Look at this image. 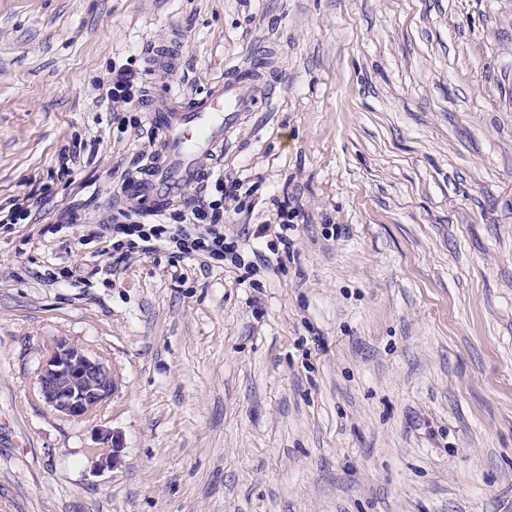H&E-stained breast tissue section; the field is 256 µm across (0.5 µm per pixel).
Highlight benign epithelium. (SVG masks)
Wrapping results in <instances>:
<instances>
[{"mask_svg":"<svg viewBox=\"0 0 512 512\" xmlns=\"http://www.w3.org/2000/svg\"><path fill=\"white\" fill-rule=\"evenodd\" d=\"M111 368L81 346L57 341L40 359L36 369V393L58 416L84 421L105 405L117 389ZM88 455L100 465L116 463L122 449L118 432L99 429Z\"/></svg>","mask_w":512,"mask_h":512,"instance_id":"obj_1","label":"benign epithelium"}]
</instances>
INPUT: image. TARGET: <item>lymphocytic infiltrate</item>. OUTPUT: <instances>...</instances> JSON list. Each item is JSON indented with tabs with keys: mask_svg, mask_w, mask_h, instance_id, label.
<instances>
[{
	"mask_svg": "<svg viewBox=\"0 0 512 512\" xmlns=\"http://www.w3.org/2000/svg\"><path fill=\"white\" fill-rule=\"evenodd\" d=\"M144 80L141 73L127 67L113 70L102 94L108 104H130L141 99ZM241 182L217 177L216 196H195L185 200L170 213L168 220L147 223L146 211L128 208L107 224L84 226L82 240L90 244L103 242V252L110 259L111 272L125 268L134 254H168L172 267L188 261H231L236 267L245 262L238 252V242L224 231V203L236 198Z\"/></svg>",
	"mask_w": 512,
	"mask_h": 512,
	"instance_id": "1",
	"label": "lymphocytic infiltrate"
}]
</instances>
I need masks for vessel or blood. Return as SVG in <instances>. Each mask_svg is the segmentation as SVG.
<instances>
[{"label": "vessel or blood", "instance_id": "b4317fda", "mask_svg": "<svg viewBox=\"0 0 512 512\" xmlns=\"http://www.w3.org/2000/svg\"><path fill=\"white\" fill-rule=\"evenodd\" d=\"M245 84L261 86L258 67H232L224 79L189 100L172 90L149 99L155 150L144 171L124 184L125 199L140 209L156 211L205 179L203 159L215 158L225 133L253 108L252 99L241 91Z\"/></svg>", "mask_w": 512, "mask_h": 512}]
</instances>
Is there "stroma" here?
<instances>
[{
  "label": "stroma",
  "instance_id": "1",
  "mask_svg": "<svg viewBox=\"0 0 512 512\" xmlns=\"http://www.w3.org/2000/svg\"><path fill=\"white\" fill-rule=\"evenodd\" d=\"M255 58L214 171L245 261L284 203L291 254L109 275L68 214L106 221L154 150L144 102H99L112 67L191 98ZM93 137L61 234L0 229V512H512V0H0V205ZM60 339L119 379L82 422L36 396ZM95 445L88 448V455L99 458L100 466H112L116 463L123 448L118 432L98 429L94 438Z\"/></svg>",
  "mask_w": 512,
  "mask_h": 512
}]
</instances>
